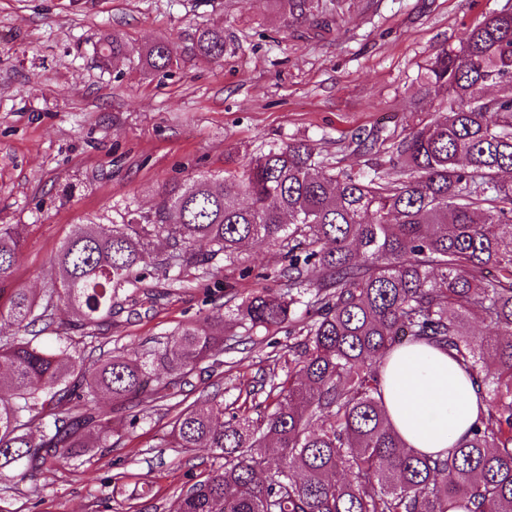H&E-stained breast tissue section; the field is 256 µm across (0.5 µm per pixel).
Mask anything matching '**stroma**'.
<instances>
[{
    "label": "stroma",
    "instance_id": "obj_1",
    "mask_svg": "<svg viewBox=\"0 0 512 512\" xmlns=\"http://www.w3.org/2000/svg\"><path fill=\"white\" fill-rule=\"evenodd\" d=\"M505 2L345 0L337 26L321 30L289 22L274 0H0V224L24 225L26 237L9 287L44 293L76 225L148 211L163 186L242 165L274 141L304 139L337 167L365 170L351 135L398 136L437 111L421 89L422 67ZM206 27L224 31L222 61L194 50ZM112 33L136 48L169 41L176 62L155 75L106 66L99 45ZM277 260L274 247L256 243L238 264L219 258L189 270L165 299L122 304L102 334L68 326L58 308L62 328L36 341H66L87 362L103 350L151 349L211 309L213 285L224 286L230 308L277 291ZM233 333L240 345L220 367L189 375L177 405L131 425L99 397L98 413L112 421L105 447L56 463L36 493L30 480H0V512H174L176 495L223 463L205 448L169 447L179 407L214 396L234 408L263 373L288 374L287 331L271 347Z\"/></svg>",
    "mask_w": 512,
    "mask_h": 512
}]
</instances>
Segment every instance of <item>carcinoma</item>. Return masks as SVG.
Wrapping results in <instances>:
<instances>
[{
	"instance_id": "carcinoma-1",
	"label": "carcinoma",
	"mask_w": 512,
	"mask_h": 512,
	"mask_svg": "<svg viewBox=\"0 0 512 512\" xmlns=\"http://www.w3.org/2000/svg\"><path fill=\"white\" fill-rule=\"evenodd\" d=\"M277 2L294 21L328 24L315 0ZM195 48L223 59L224 29H201ZM100 52L114 64L135 55L146 73L173 65L166 41L137 51L105 35ZM511 83L512 12H494L421 74L444 111L389 140L387 159L368 171L338 168L305 140L272 142L220 178L165 186L149 212L76 226L54 257L53 288L39 297L0 288V319L46 331L61 302L72 326L100 328L119 297H160L158 270L180 276L219 255L233 264L250 240L277 247L283 291L257 292L229 313L217 296L170 341L88 366L67 346L1 339L0 468L33 478L90 447L109 429L96 415L101 394L142 413L173 399L224 353L231 322L302 337L298 369L227 419L215 397L176 415L171 447L209 448L224 464L182 490L175 512H512V96L479 100ZM24 231L0 224L1 283ZM475 320L493 324L496 339H476ZM416 344L447 353L488 395L445 455L407 447L383 399L386 354Z\"/></svg>"
}]
</instances>
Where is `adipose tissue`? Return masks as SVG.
Instances as JSON below:
<instances>
[{"label":"adipose tissue","instance_id":"adipose-tissue-1","mask_svg":"<svg viewBox=\"0 0 512 512\" xmlns=\"http://www.w3.org/2000/svg\"><path fill=\"white\" fill-rule=\"evenodd\" d=\"M384 380L393 425L408 447L424 454L454 447L486 409L469 374L436 349H395L385 360Z\"/></svg>","mask_w":512,"mask_h":512}]
</instances>
